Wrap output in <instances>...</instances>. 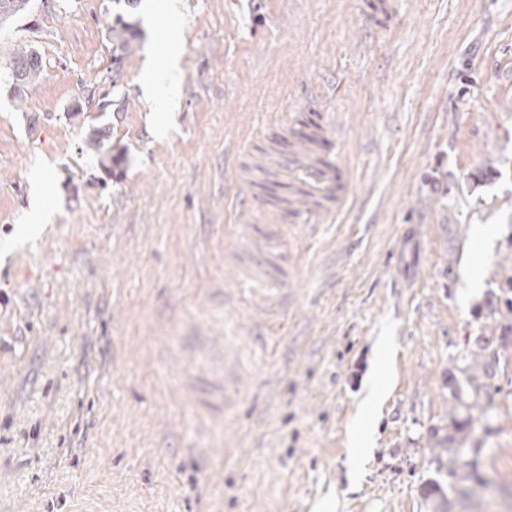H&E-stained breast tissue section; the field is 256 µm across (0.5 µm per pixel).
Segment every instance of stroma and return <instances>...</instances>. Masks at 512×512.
I'll return each mask as SVG.
<instances>
[{
  "label": "stroma",
  "instance_id": "obj_1",
  "mask_svg": "<svg viewBox=\"0 0 512 512\" xmlns=\"http://www.w3.org/2000/svg\"><path fill=\"white\" fill-rule=\"evenodd\" d=\"M17 44L45 62L19 100ZM301 130L338 160L325 217L288 209ZM509 298L512 0H32L0 26V512H431L435 482L487 512ZM487 345V393L453 409ZM446 437L480 448L467 495ZM112 51L118 54L112 57L114 63H119L123 57L130 54L137 46V30L132 23L125 22L119 16L113 26L109 28Z\"/></svg>",
  "mask_w": 512,
  "mask_h": 512
}]
</instances>
